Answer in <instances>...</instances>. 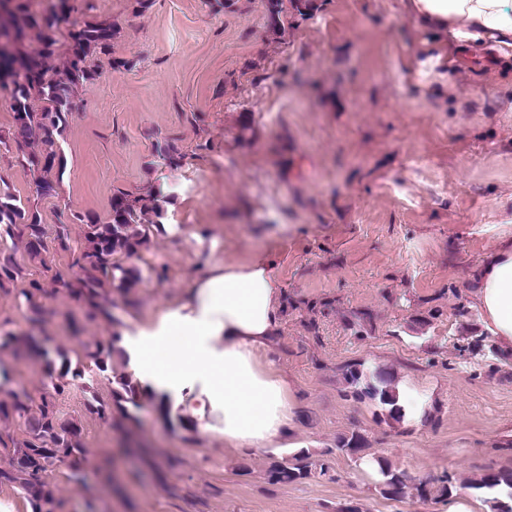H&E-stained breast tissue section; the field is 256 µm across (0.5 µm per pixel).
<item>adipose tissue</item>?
Listing matches in <instances>:
<instances>
[{
	"label": "adipose tissue",
	"mask_w": 512,
	"mask_h": 512,
	"mask_svg": "<svg viewBox=\"0 0 512 512\" xmlns=\"http://www.w3.org/2000/svg\"><path fill=\"white\" fill-rule=\"evenodd\" d=\"M421 27L512 50L507 0H402ZM473 303L494 346L512 351V235L474 273ZM283 290L267 253L212 260L185 295L147 318H127L130 371L163 396L168 417L235 452L287 448L295 391L269 359Z\"/></svg>",
	"instance_id": "1"
}]
</instances>
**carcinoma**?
<instances>
[{"mask_svg": "<svg viewBox=\"0 0 512 512\" xmlns=\"http://www.w3.org/2000/svg\"><path fill=\"white\" fill-rule=\"evenodd\" d=\"M319 8L318 0H265L268 23L273 32L288 28V18L310 16ZM58 16L37 17L29 13L22 0H16L15 11L9 17L16 31L13 51L7 59L0 60V89L10 91L13 110L12 138L21 152L22 165L35 173L36 192L49 195L55 191L64 167L59 142L69 126L73 112L74 89L94 81L99 74L86 65L87 58L95 53L109 51L115 37L110 24L87 23L69 33L68 47L63 54L57 53L56 41L47 35ZM38 31L40 46L34 51L23 47L27 32ZM42 103L34 110L32 100ZM160 157L173 169L180 167L184 155L173 144L160 149ZM159 218L162 206L157 195L133 196L122 190L113 192L110 209L106 216L96 213L72 211L68 216L71 224L83 228L84 246L75 251L70 245L66 229L57 231L55 242L58 249L72 254L71 267L77 269L71 277H60L57 285L68 294L83 300L90 313L97 315L108 304L104 289L117 291L134 286L140 279L137 267L125 260L148 249L151 229L160 223L144 224L148 214ZM8 237L19 241L30 261H44L47 251V229L42 218L30 202L22 200L7 189H0V239ZM23 264L16 257V248H0V289L15 283L22 277ZM44 287L38 280H30L20 294L33 314L41 309L38 298ZM120 337L103 344L96 342L87 347V357L100 372L113 370L114 383L112 408L104 405L92 407L93 413L104 421L112 420L119 428L122 420L134 418L146 397L143 386L126 373L115 371V363L127 358L118 346ZM464 359L484 357L490 353L502 355L484 336H472L459 346ZM47 377L56 395L63 394L70 385L84 376V371L71 368V360L64 352L46 358ZM346 395L355 399L376 401L393 421L406 417L400 404L393 377L383 369L363 363L347 364L341 368ZM0 418L19 420L27 439L13 448L12 479L29 495L34 512H57L58 500L54 490L42 479V475L65 460L77 462L84 452L81 429L73 421L59 416L51 396H43L37 409H32L20 395H12V401H0ZM336 450L357 461L367 457V440L353 431L340 437ZM376 463L375 490L392 500L405 498L426 502L433 498L449 500L456 495L455 479L447 474L430 480H415L405 471L393 467L382 457ZM329 467L320 459L313 458L307 449L276 459L270 463L272 480L293 483L306 480L315 474L327 475ZM473 488L492 495L493 512H512V470H489L474 480Z\"/></svg>", "mask_w": 512, "mask_h": 512, "instance_id": "carcinoma-1", "label": "carcinoma"}]
</instances>
